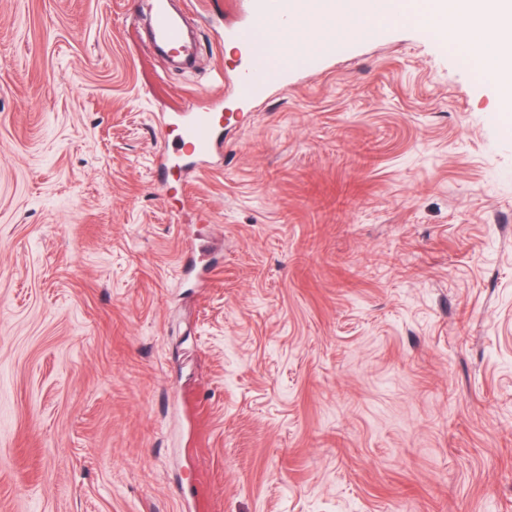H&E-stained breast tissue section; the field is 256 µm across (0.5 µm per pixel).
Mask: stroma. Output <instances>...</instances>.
I'll list each match as a JSON object with an SVG mask.
<instances>
[{"label": "stroma", "mask_w": 512, "mask_h": 512, "mask_svg": "<svg viewBox=\"0 0 512 512\" xmlns=\"http://www.w3.org/2000/svg\"><path fill=\"white\" fill-rule=\"evenodd\" d=\"M226 2L0 0V512H512V118L414 13L246 105ZM153 31L158 42L183 47L187 54L192 53L193 47L184 41L181 24L170 12L167 0H156ZM218 125V113L210 110L192 112L181 128V149L191 157H210L215 149Z\"/></svg>", "instance_id": "obj_1"}]
</instances>
